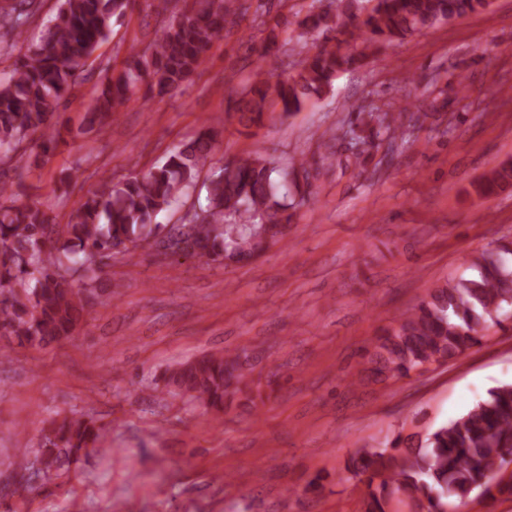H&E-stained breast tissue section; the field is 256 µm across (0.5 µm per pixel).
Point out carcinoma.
<instances>
[{"instance_id": "cac0c4a2", "label": "carcinoma", "mask_w": 512, "mask_h": 512, "mask_svg": "<svg viewBox=\"0 0 512 512\" xmlns=\"http://www.w3.org/2000/svg\"><path fill=\"white\" fill-rule=\"evenodd\" d=\"M133 0H63L40 42L0 78V160L10 161L26 145L43 156L57 147L52 120L71 85L106 39L112 20H120ZM490 7L489 0H331L311 4L301 21L309 33H334L336 44L315 46L291 78L262 72L236 94L234 112L246 128L273 106L287 116L322 96L338 73L366 58L349 50L403 39ZM39 10L38 0L0 5V28L17 32ZM247 11L237 0H193L148 48L131 50L124 66L96 88L85 107V128L104 125L129 102L141 84L170 93L196 71L227 18ZM371 127L350 129L361 153L378 149L402 118L398 112H369ZM217 132L207 129L146 173L113 183L101 177L98 188L81 198L64 224H52L35 204L18 202L12 186L0 183V334L21 345L46 346L71 336L96 299V273L127 245L155 243L163 226L157 214L178 202L211 163ZM288 170H279L258 152L224 164L206 186V205L173 228H187L190 254L204 264L234 253H262L264 235L277 237L291 223ZM512 185V160L502 162L474 185L490 196ZM468 277L435 285L411 314L382 329L363 368L377 376H407L412 371L458 357L480 342L489 324L512 314V241L472 257ZM83 282V287L75 283ZM240 355L207 353L167 370V393L184 395L206 409H224V398L240 390ZM103 435L92 419L65 417L43 430L39 445L43 472L56 476L64 462L87 454ZM396 438L381 451L357 450L355 473L366 476L364 512H390L401 504L409 512H452L474 493L493 500L512 496V482L498 478L503 453H512V384L489 391L467 413L427 436L418 447H400Z\"/></svg>"}]
</instances>
